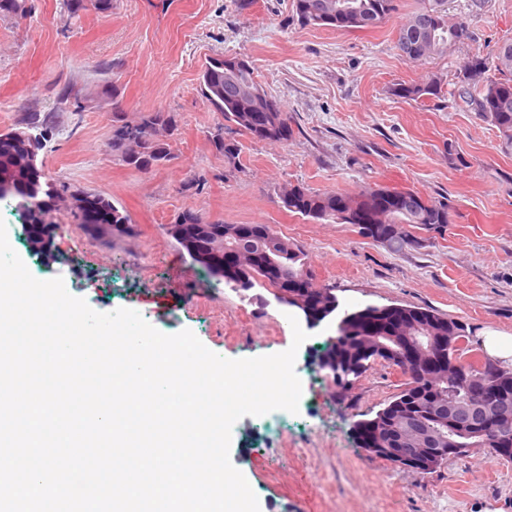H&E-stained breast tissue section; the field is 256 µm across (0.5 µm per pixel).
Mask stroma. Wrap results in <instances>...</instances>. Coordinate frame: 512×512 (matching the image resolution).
<instances>
[{
	"label": "stroma",
	"mask_w": 512,
	"mask_h": 512,
	"mask_svg": "<svg viewBox=\"0 0 512 512\" xmlns=\"http://www.w3.org/2000/svg\"><path fill=\"white\" fill-rule=\"evenodd\" d=\"M353 32L299 25L292 0H112L107 13L70 17L63 0H30L23 17H0V131L27 113L53 112L58 128L43 155L46 173L111 196L128 232L97 240L56 215L52 258L33 254L23 218L0 203L11 246L37 279L62 277L95 311L126 307L157 330H191L211 351L240 359L287 350L292 307L270 286L235 292L209 277L165 232L188 209L227 224H268L309 256L317 285L340 310L391 303L430 308L467 326V348L486 332L512 337V149L455 95L471 57L512 41V0H448L471 37L448 54L414 62L396 47L402 16ZM248 59L261 87L292 118L283 143L238 135V164L209 143L219 117L198 92L206 60ZM440 80L439 97L393 95L400 83ZM135 121L173 113L171 159L148 173L110 149L112 112ZM205 177L203 189L190 186ZM356 194L412 189L447 197L443 233L392 252L350 224H323L282 208L288 185ZM327 318L309 329L295 372L297 413L246 416L233 429L232 464L260 512H501L512 506V463L475 447L422 477L368 455L352 424L399 392L404 375L374 364L346 400L311 360L335 335Z\"/></svg>",
	"instance_id": "35a3bbf8"
}]
</instances>
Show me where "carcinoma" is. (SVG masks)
Here are the masks:
<instances>
[{
    "mask_svg": "<svg viewBox=\"0 0 512 512\" xmlns=\"http://www.w3.org/2000/svg\"><path fill=\"white\" fill-rule=\"evenodd\" d=\"M29 0H0V16H18L27 14L31 6ZM446 0H425L423 6L414 12L397 31V48L402 55L414 61H421L448 52L451 47L470 38L469 22L465 18L451 20L445 9ZM64 6L72 17L88 7L101 13L112 8V0H64ZM297 21L303 26L314 28H332L338 31H352L375 27L392 19L399 11V0H293ZM239 84L251 89L258 87L255 72L250 62H245L237 71L224 68V59L213 58L207 61L200 75V92L212 111L222 121L209 132L208 140L212 147L230 163H236L241 149L239 142L224 137V130L230 126L249 135L251 138L270 143L288 141L293 135L291 118L278 102L271 104L267 113V122L273 129L269 135L262 130H253L241 120V113L235 104L232 88ZM441 92L440 84L429 78L420 84H401L393 89L397 97L418 101L430 96L437 97ZM457 96L477 116L490 123L503 138L505 148L512 147V42L500 45L493 57L487 59L476 56L459 74ZM112 122L118 127L112 130L110 148L112 154L125 166L148 173L171 159L168 137L177 130L175 116L161 110L148 112L137 121H130L123 112L112 113ZM16 145L0 141V181H8L17 186L27 184L34 173L17 159ZM374 193L394 199L385 223L407 224L413 236L418 224H430L432 230L443 232L449 220L450 205L448 199L424 196L414 190L390 191L385 189H366L361 194ZM100 209L92 214L79 215L67 213L75 223L83 226L93 238H107L112 231H127L131 223L127 212L118 207L112 198L102 192H95ZM351 196L336 192H319L296 185L292 196L281 199L282 207L291 213L301 215L326 224H355L356 217L349 209ZM52 209V203H46L45 210L34 214L25 212L24 224L31 226L28 239L30 248L37 254L48 253L53 233V225L43 222L45 212ZM180 216H189L199 224L200 241L214 249H221L230 226L222 222H211L202 213L185 210ZM236 247L248 250H277L287 254L288 270L311 274L307 254L296 245H285L283 237L267 224L253 225V233L248 238L236 242ZM259 280H265L274 288L288 287L287 279L275 282L270 275L250 269L240 282L230 284L236 291H248ZM410 311L427 320L436 332H446L450 336L465 333L464 325L456 319L433 309L409 306ZM390 363L391 357L372 349L366 353L356 352L342 358L336 365V371L345 374L353 366L361 364L368 369L377 361ZM444 404L458 405L464 400L461 385L450 380L443 383ZM430 394L429 386L420 380L404 383V387L392 397L384 407L374 415L359 419L353 424V431L361 449L390 463L395 460L390 455L372 448L397 447V419L408 416L418 428H434L435 420L427 415L423 408V399ZM482 429L496 438L495 446L489 448L490 454L499 461L511 462L505 458L501 448H512V431L497 432L491 421H480Z\"/></svg>",
    "mask_w": 512,
    "mask_h": 512,
    "instance_id": "carcinoma-1",
    "label": "carcinoma"
}]
</instances>
